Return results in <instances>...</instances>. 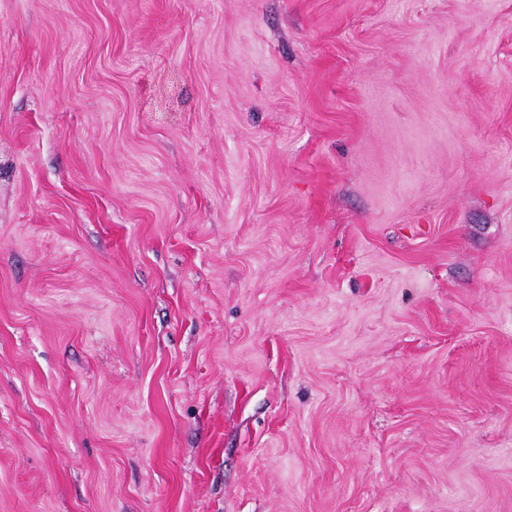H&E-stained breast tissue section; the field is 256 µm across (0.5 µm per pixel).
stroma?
<instances>
[{
  "label": "stroma",
  "instance_id": "1",
  "mask_svg": "<svg viewBox=\"0 0 512 512\" xmlns=\"http://www.w3.org/2000/svg\"><path fill=\"white\" fill-rule=\"evenodd\" d=\"M0 512H512V0H0Z\"/></svg>",
  "mask_w": 512,
  "mask_h": 512
}]
</instances>
